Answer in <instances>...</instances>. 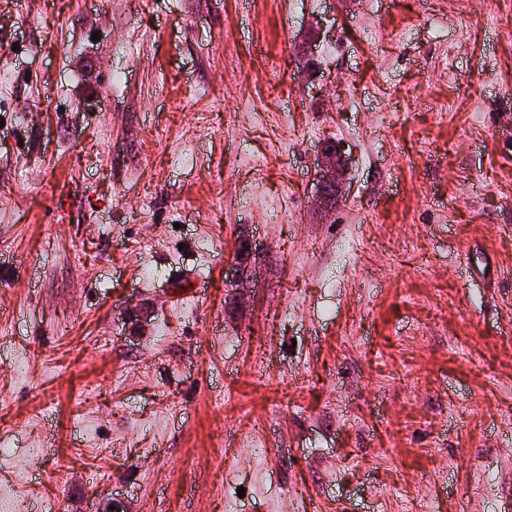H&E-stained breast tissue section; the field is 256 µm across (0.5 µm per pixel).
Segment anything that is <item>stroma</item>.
Here are the masks:
<instances>
[{
	"mask_svg": "<svg viewBox=\"0 0 512 512\" xmlns=\"http://www.w3.org/2000/svg\"><path fill=\"white\" fill-rule=\"evenodd\" d=\"M1 69L6 512H512V0H0ZM320 190L325 197L338 195L343 181V159L339 144L326 143L321 148Z\"/></svg>",
	"mask_w": 512,
	"mask_h": 512,
	"instance_id": "35a3bbf8",
	"label": "stroma"
}]
</instances>
